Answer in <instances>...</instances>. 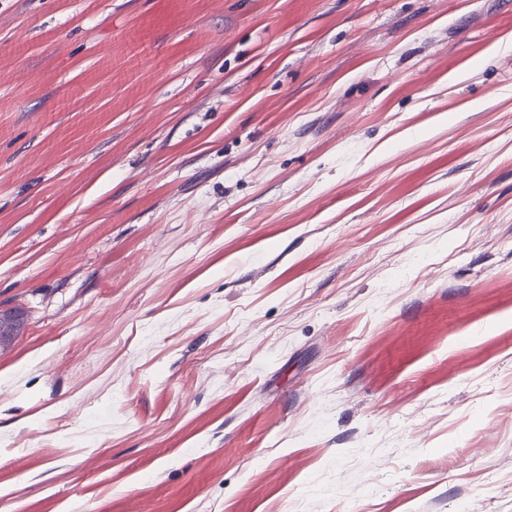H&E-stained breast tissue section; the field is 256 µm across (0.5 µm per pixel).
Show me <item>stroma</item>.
Returning <instances> with one entry per match:
<instances>
[{"mask_svg": "<svg viewBox=\"0 0 512 512\" xmlns=\"http://www.w3.org/2000/svg\"><path fill=\"white\" fill-rule=\"evenodd\" d=\"M0 512H512V0H0ZM22 326L18 314L0 310V350L6 348L19 336Z\"/></svg>", "mask_w": 512, "mask_h": 512, "instance_id": "35a3bbf8", "label": "stroma"}]
</instances>
